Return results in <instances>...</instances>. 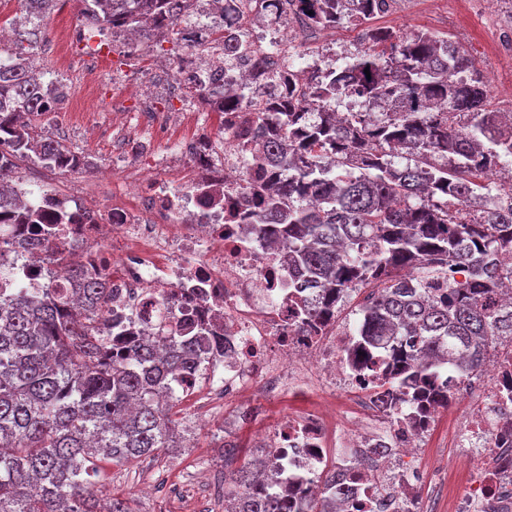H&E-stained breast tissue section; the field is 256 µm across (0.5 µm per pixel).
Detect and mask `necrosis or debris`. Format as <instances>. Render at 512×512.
<instances>
[{
	"mask_svg": "<svg viewBox=\"0 0 512 512\" xmlns=\"http://www.w3.org/2000/svg\"><path fill=\"white\" fill-rule=\"evenodd\" d=\"M195 107L188 102L175 116L154 105L146 136L166 144V155L144 156L120 185L137 197L138 209L113 207L101 223L88 224L80 197L22 190L28 208L70 217L62 240L73 264L104 269L112 290L106 326L167 336L189 314L209 328L223 355L213 367L179 374L170 390L180 397L204 384L243 404L257 386L272 402L355 397L364 413H346L342 433L329 435L325 414L309 409L254 437L260 483L287 491L293 512L327 487L336 493V512H416L417 451L444 419L458 448L448 473L464 477L448 512H512V340L490 355L489 373L453 374L447 402L386 407L378 390L394 365L390 350L358 357L352 327L334 315L312 328L301 324L278 258L282 238L242 221V187L264 191L272 169L254 133L257 113H219L210 142L177 137L175 122L205 120ZM172 159L182 161L185 175L170 174ZM130 239L141 249H126ZM10 265L22 278L0 273V289L21 284L37 292L53 281L47 253L20 244Z\"/></svg>",
	"mask_w": 512,
	"mask_h": 512,
	"instance_id": "4bbe7bcc",
	"label": "necrosis or debris"
}]
</instances>
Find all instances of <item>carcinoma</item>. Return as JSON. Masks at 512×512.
I'll use <instances>...</instances> for the list:
<instances>
[{
    "label": "carcinoma",
    "instance_id": "carcinoma-1",
    "mask_svg": "<svg viewBox=\"0 0 512 512\" xmlns=\"http://www.w3.org/2000/svg\"><path fill=\"white\" fill-rule=\"evenodd\" d=\"M28 17L49 19L56 0H21ZM384 0H224L231 27L247 12L272 24L330 28L343 17L365 23ZM79 21L103 32L150 22L183 51L224 52L250 60L269 91L259 104L261 138L280 165L261 224L283 226L288 269L302 293L299 319L318 321L348 290H369L358 306L356 350L379 342L410 361L411 371H484L488 351L512 337V183L490 172L512 164V117L489 107L483 75L447 38L366 28L362 49L341 68L305 82L277 56L211 31L182 25L191 0H82ZM20 39L0 48V228L25 224L10 181L22 161L58 163L74 151L42 134L51 98L64 85L35 75ZM370 74H365L364 70ZM209 96L225 112L255 93L224 89V68L208 76ZM359 98L386 106L338 116L331 102ZM62 218L42 225L31 246L55 255L62 284L37 295L16 288L0 300V512H100L90 490L99 456L120 466L178 447L181 423L161 400L169 379L195 368L208 337L154 336L131 342L123 358L106 350L108 279L66 261ZM446 294H433L441 278ZM406 381L387 377L381 396L406 402ZM258 460L224 479L239 512H286L274 492H256ZM302 512H336L316 495Z\"/></svg>",
    "mask_w": 512,
    "mask_h": 512
}]
</instances>
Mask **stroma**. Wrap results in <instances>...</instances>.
I'll return each mask as SVG.
<instances>
[{
  "instance_id": "1",
  "label": "stroma",
  "mask_w": 512,
  "mask_h": 512,
  "mask_svg": "<svg viewBox=\"0 0 512 512\" xmlns=\"http://www.w3.org/2000/svg\"><path fill=\"white\" fill-rule=\"evenodd\" d=\"M81 7L80 0H59L48 23L35 29L38 32L36 59L46 79L67 77L59 63L60 34L77 24ZM371 24L403 34L425 30L455 42L484 74L491 107L512 112V96L503 91L504 86L512 85V54L506 51L512 45V0H395L393 7L376 15ZM291 33L295 51L315 60L324 69L344 66L361 43L359 25L349 19L342 20L327 33L296 24L292 25ZM169 67L168 54L159 49H145L131 56L124 70L114 74L113 79L119 84L132 77L141 79L144 98L149 101L166 84ZM120 104L117 98L91 104L69 103L66 112L45 125L43 132L89 155L94 163H111L116 144L88 133L84 114L94 112L97 121L104 124ZM18 174L27 181L85 196L91 209L98 212L130 203L119 192L117 183L95 184L80 172L60 175L23 162ZM252 398L258 416L251 423L238 422L235 405L206 412L199 397L182 399L175 407L176 417L190 426L193 447L169 448L121 467L102 461L97 475L91 478L93 488L105 489L113 497L135 494L139 512H224V494L210 491L209 481L223 479L240 462L223 459L222 442H246L255 431L275 428L290 411L286 404H268L261 392H253ZM451 445L447 424H440L421 454L422 467L438 475L440 481L423 488L420 512H448V483L443 475L448 471Z\"/></svg>"
}]
</instances>
